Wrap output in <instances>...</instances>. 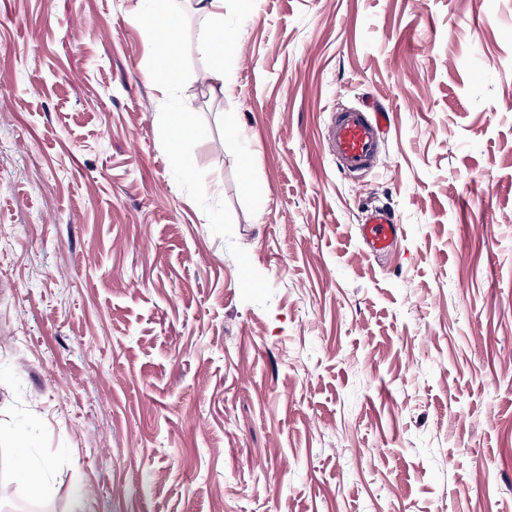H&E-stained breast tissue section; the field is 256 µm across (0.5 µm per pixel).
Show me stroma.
I'll use <instances>...</instances> for the list:
<instances>
[{
	"label": "stroma",
	"instance_id": "35a3bbf8",
	"mask_svg": "<svg viewBox=\"0 0 512 512\" xmlns=\"http://www.w3.org/2000/svg\"><path fill=\"white\" fill-rule=\"evenodd\" d=\"M206 25L0 0V512H512V0H224L220 95ZM173 1L170 10L165 11L162 15L145 16L142 18L151 28L157 44L158 52L162 55H168L174 52L180 40V19H179V0ZM390 127L389 109L374 102L334 113L327 134L336 169L352 178L371 171ZM164 123L172 142L188 138L195 127L193 114L186 109L178 112H168L165 115ZM400 225L383 211H374L367 215L365 223L358 233L368 252L378 254L389 251L394 245Z\"/></svg>",
	"mask_w": 512,
	"mask_h": 512
}]
</instances>
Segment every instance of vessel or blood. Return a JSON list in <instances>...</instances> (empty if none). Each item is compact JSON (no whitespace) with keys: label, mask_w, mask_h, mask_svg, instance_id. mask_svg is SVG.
<instances>
[{"label":"vessel or blood","mask_w":512,"mask_h":512,"mask_svg":"<svg viewBox=\"0 0 512 512\" xmlns=\"http://www.w3.org/2000/svg\"><path fill=\"white\" fill-rule=\"evenodd\" d=\"M390 127L389 110L374 103L334 113L327 134L337 170L353 178L371 171ZM399 231V224L383 211L368 214L358 228L367 251L373 254L389 251Z\"/></svg>","instance_id":"vessel-or-blood-1"}]
</instances>
